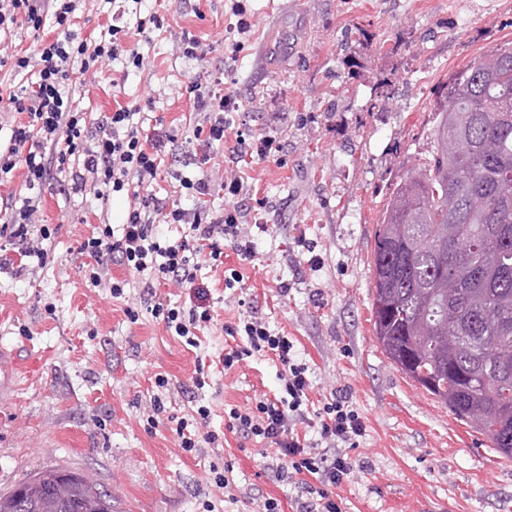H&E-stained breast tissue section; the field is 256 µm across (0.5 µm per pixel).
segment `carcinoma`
Returning a JSON list of instances; mask_svg holds the SVG:
<instances>
[{"label": "carcinoma", "mask_w": 512, "mask_h": 512, "mask_svg": "<svg viewBox=\"0 0 512 512\" xmlns=\"http://www.w3.org/2000/svg\"><path fill=\"white\" fill-rule=\"evenodd\" d=\"M455 72L432 106L430 151L386 202L373 314L388 359L512 456V54ZM85 472L39 471L0 512H115Z\"/></svg>", "instance_id": "carcinoma-1"}]
</instances>
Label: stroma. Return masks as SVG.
I'll use <instances>...</instances> for the list:
<instances>
[{"mask_svg": "<svg viewBox=\"0 0 512 512\" xmlns=\"http://www.w3.org/2000/svg\"><path fill=\"white\" fill-rule=\"evenodd\" d=\"M259 27L224 89L245 103L248 122L286 143L283 156L256 167L250 182L268 232H253V255L228 252L220 266L198 258L213 319L199 347L166 331L148 312L131 319L121 301L86 279L78 249L99 224L93 189L62 192L70 174L41 192L40 216L53 229L45 266L19 275L0 268V348L14 391L0 392V492L47 468L93 473L122 512H202L213 498L211 461L232 462L242 489L269 490L261 446L179 447L172 418H187L199 363L208 378L199 397L209 431L226 430L231 408L279 388L273 354L231 371L218 366L224 325L261 307L288 336L315 384L309 409L342 387L366 425L348 454L362 468L338 488L343 512H512V457L456 418L388 359L374 333L372 253L382 209L400 177L428 149L436 88L449 75L512 43V0H250ZM159 16L160 30L137 34V19ZM225 0H112L87 7L82 37L110 24L128 29L144 57L123 87L112 68L89 80L85 111L138 108L163 119L177 138L159 179L171 190L188 159L186 88L200 68L224 62ZM209 47L204 63L180 57L183 34ZM388 82L389 98L373 89ZM320 264H298L299 243ZM242 274L234 288L227 271ZM166 416L148 426L142 405L155 375Z\"/></svg>", "mask_w": 512, "mask_h": 512, "instance_id": "1", "label": "stroma"}]
</instances>
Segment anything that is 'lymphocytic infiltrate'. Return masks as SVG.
I'll return each instance as SVG.
<instances>
[{
    "label": "lymphocytic infiltrate",
    "instance_id": "f902f5d3",
    "mask_svg": "<svg viewBox=\"0 0 512 512\" xmlns=\"http://www.w3.org/2000/svg\"><path fill=\"white\" fill-rule=\"evenodd\" d=\"M86 5L87 0H0V68L36 75L31 85L8 93L18 119L10 128L6 152H0V175L24 168L27 195L7 196L0 205L6 215L0 222V267L12 265L23 274L29 270V258L46 260L43 243L51 231L39 219L38 192L54 172H70L74 187L92 186L105 204L111 194L125 193L129 204L121 234H114L106 224L80 247L88 257L89 280L93 286L110 289L113 297H125L128 283L115 279L112 267L127 266L140 278L141 306L191 344L212 320L209 289L198 282L194 259L205 252L220 261L228 246L242 258L251 257L253 243L239 202L244 185L241 164L265 161L280 152L281 144L262 128L245 132L233 128L229 115L239 111L238 97L225 92L221 73L202 70L187 88L193 96L194 117L185 142L195 169L180 178L175 195H157L151 186L175 143L162 121L147 128L136 121L134 110L125 107L94 117L73 106L76 91L85 86L98 62L125 58L135 67L143 65L139 52L125 46L120 26L101 32L92 44L80 37L76 20ZM21 21L34 33L29 51L8 46L12 26ZM217 189L231 197V205L211 208ZM162 224L183 225L184 232L175 239L164 238L158 231ZM162 284L189 288V305L165 307L156 291ZM224 332L246 339L245 346L225 350L221 359L225 369L262 352L274 353L281 366L278 394L228 413L227 429L238 445L258 440L268 444V481L292 491L287 500L261 491L247 493L243 498L248 512H343L336 490L355 476L343 447L355 444L365 433L349 395L331 392L316 419H309L306 401L313 383L293 342L272 333L258 312L225 324ZM308 422L317 428L322 451L308 448L296 430Z\"/></svg>",
    "mask_w": 512,
    "mask_h": 512
}]
</instances>
